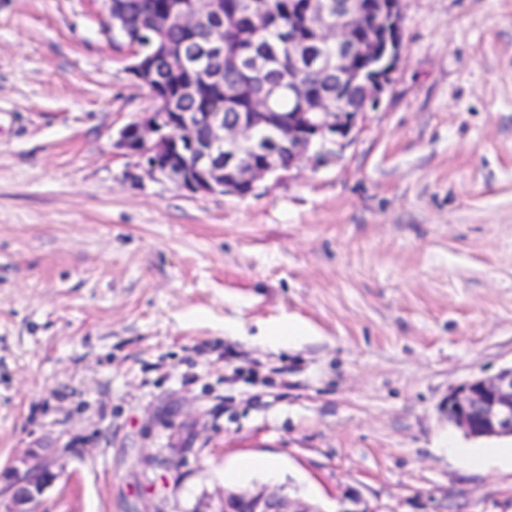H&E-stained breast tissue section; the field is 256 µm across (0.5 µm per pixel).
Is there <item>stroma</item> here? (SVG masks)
<instances>
[{
  "label": "stroma",
  "mask_w": 512,
  "mask_h": 512,
  "mask_svg": "<svg viewBox=\"0 0 512 512\" xmlns=\"http://www.w3.org/2000/svg\"><path fill=\"white\" fill-rule=\"evenodd\" d=\"M104 0H0V485L38 512H219L246 457L335 512H512L449 391L512 365V0H402L349 143L253 191L145 176ZM300 330L289 338V330ZM52 468V459L40 455L25 469H12L7 485L10 504L5 512H37L34 505L56 478Z\"/></svg>",
  "instance_id": "obj_1"
}]
</instances>
